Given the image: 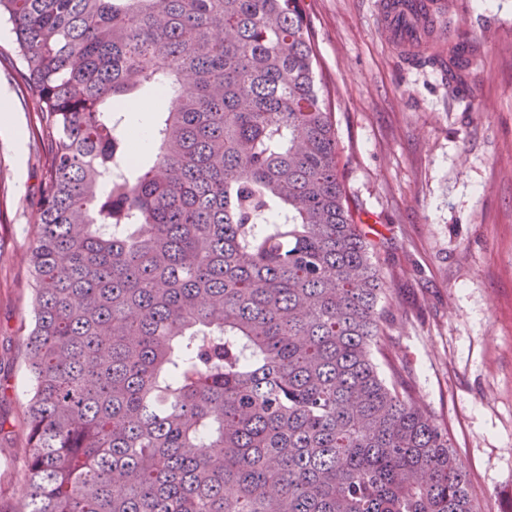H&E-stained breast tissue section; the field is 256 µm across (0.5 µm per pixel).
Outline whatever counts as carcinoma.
<instances>
[{
    "label": "carcinoma",
    "instance_id": "carcinoma-1",
    "mask_svg": "<svg viewBox=\"0 0 512 512\" xmlns=\"http://www.w3.org/2000/svg\"><path fill=\"white\" fill-rule=\"evenodd\" d=\"M49 132L19 512H476L381 376L301 0H0ZM448 85L471 53L448 44ZM167 86L151 161L121 103Z\"/></svg>",
    "mask_w": 512,
    "mask_h": 512
}]
</instances>
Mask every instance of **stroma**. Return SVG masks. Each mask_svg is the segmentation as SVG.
<instances>
[{
  "instance_id": "obj_1",
  "label": "stroma",
  "mask_w": 512,
  "mask_h": 512,
  "mask_svg": "<svg viewBox=\"0 0 512 512\" xmlns=\"http://www.w3.org/2000/svg\"><path fill=\"white\" fill-rule=\"evenodd\" d=\"M479 45L465 88L409 67L375 0H303L332 100L340 168L387 288L373 348L447 433L477 512H512V0H447ZM494 38H487L486 28ZM0 25V512L23 491L29 383L20 336L46 141Z\"/></svg>"
}]
</instances>
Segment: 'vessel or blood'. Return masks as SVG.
I'll return each instance as SVG.
<instances>
[{"instance_id":"1","label":"vessel or blood","mask_w":512,"mask_h":512,"mask_svg":"<svg viewBox=\"0 0 512 512\" xmlns=\"http://www.w3.org/2000/svg\"><path fill=\"white\" fill-rule=\"evenodd\" d=\"M375 19L385 38L406 55L429 41L447 42L456 27L446 0H377Z\"/></svg>"}]
</instances>
